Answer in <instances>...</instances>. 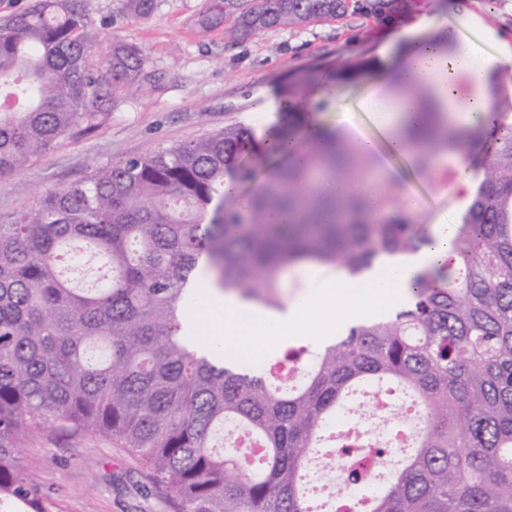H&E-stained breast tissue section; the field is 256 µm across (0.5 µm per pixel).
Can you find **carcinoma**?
I'll return each mask as SVG.
<instances>
[{
    "mask_svg": "<svg viewBox=\"0 0 512 512\" xmlns=\"http://www.w3.org/2000/svg\"><path fill=\"white\" fill-rule=\"evenodd\" d=\"M122 2L141 18L154 9V0ZM214 9L234 15L241 33L347 12L346 0H220ZM144 62L138 46L99 37L84 0H33L1 20L0 175L67 132L98 127ZM297 96L285 92L283 121L260 140L229 126L97 168L0 217V503L54 512L18 450L55 427L129 449L181 512H309L302 466L324 421L353 387L377 380L424 406V427L385 490L364 509L342 496L339 512H512V94L451 134L448 113L418 95L425 120L408 131L415 169L489 134L496 147L448 257L413 279L394 316L320 346L294 388L189 334L211 271L224 293L278 310L289 273L301 281L313 264L357 278L385 256L433 245L431 225L406 218L389 188L380 213L364 196L308 187L314 169L349 182L375 166L334 131L320 132L331 151L309 144L311 166L283 163L248 201L224 192L299 140L303 115L288 111ZM63 259L74 273L94 261L104 272L79 288ZM228 424L260 442L257 458L216 451Z\"/></svg>",
    "mask_w": 512,
    "mask_h": 512,
    "instance_id": "obj_1",
    "label": "carcinoma"
}]
</instances>
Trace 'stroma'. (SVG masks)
Wrapping results in <instances>:
<instances>
[{"instance_id":"stroma-1","label":"stroma","mask_w":512,"mask_h":512,"mask_svg":"<svg viewBox=\"0 0 512 512\" xmlns=\"http://www.w3.org/2000/svg\"><path fill=\"white\" fill-rule=\"evenodd\" d=\"M213 0H155L150 16L128 13L122 0H85L102 36L124 40L146 55L140 82L122 91L109 116L94 130L58 138L16 173L0 177V215L31 204L42 192L83 180L160 147L198 139L234 124L263 132L277 120L267 111L286 84L305 80L302 99L315 124L335 127L351 116L369 128L364 95L395 66L390 24L414 25L428 17L442 23L448 48L463 41L494 55L497 40L512 31V0H388L385 11L362 9L295 28L232 37L225 22H207ZM369 60L364 73L345 85L332 67ZM488 157L479 148L454 171L423 174L394 158L381 185L398 197L416 196L415 219L426 224L464 214L469 203L456 188L463 177L482 179ZM31 481L51 495L55 512H181L175 494L156 486L145 462L111 438L45 429L20 451Z\"/></svg>"}]
</instances>
